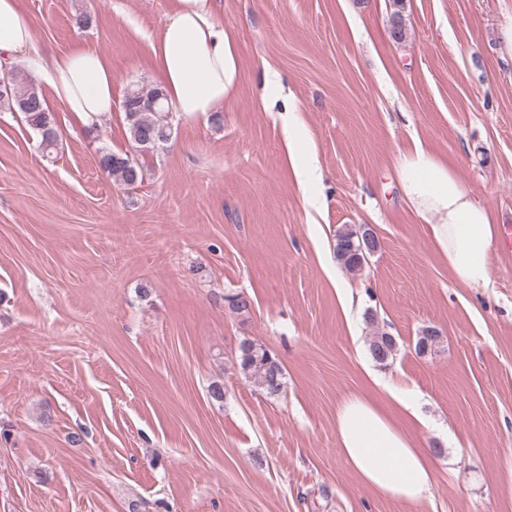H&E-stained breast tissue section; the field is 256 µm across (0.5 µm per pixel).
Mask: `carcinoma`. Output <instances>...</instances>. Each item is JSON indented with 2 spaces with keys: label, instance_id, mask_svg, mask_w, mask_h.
<instances>
[{
  "label": "carcinoma",
  "instance_id": "carcinoma-1",
  "mask_svg": "<svg viewBox=\"0 0 512 512\" xmlns=\"http://www.w3.org/2000/svg\"><path fill=\"white\" fill-rule=\"evenodd\" d=\"M0 79L9 83V92L0 96V112L20 113L39 139V147L44 151L55 148L58 142L55 116L47 106L40 84L15 70ZM124 98L130 102V108L124 110L123 114L131 150L114 152L102 147L98 150V163L111 179L132 186L142 181L140 159L151 154L145 149V141L150 139L165 146L172 138L171 110L159 87H131ZM363 234L361 225L344 226L336 233V260L350 272H358L364 267L358 254ZM224 302L235 313H246L251 306L250 299L240 292L225 295ZM369 352L378 363L389 364L396 357L395 338L386 333L372 337ZM238 368L268 397L279 395L285 386L281 359L269 348L251 339L245 338L239 345Z\"/></svg>",
  "mask_w": 512,
  "mask_h": 512
}]
</instances>
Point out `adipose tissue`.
<instances>
[{
  "mask_svg": "<svg viewBox=\"0 0 512 512\" xmlns=\"http://www.w3.org/2000/svg\"><path fill=\"white\" fill-rule=\"evenodd\" d=\"M36 27L17 0H0V73L24 66L41 77L52 99L83 127L112 111V67L85 47L45 58ZM156 80L173 112L221 111L235 89L238 59L216 0H175L152 45ZM396 168L402 193L428 225L430 241L453 280L489 287L491 251L499 227L453 168L422 142L400 153ZM341 456L377 497L417 504L426 499L433 467L426 452L398 424L392 410L360 391L342 395L335 409Z\"/></svg>",
  "mask_w": 512,
  "mask_h": 512,
  "instance_id": "adipose-tissue-1",
  "label": "adipose tissue"
}]
</instances>
